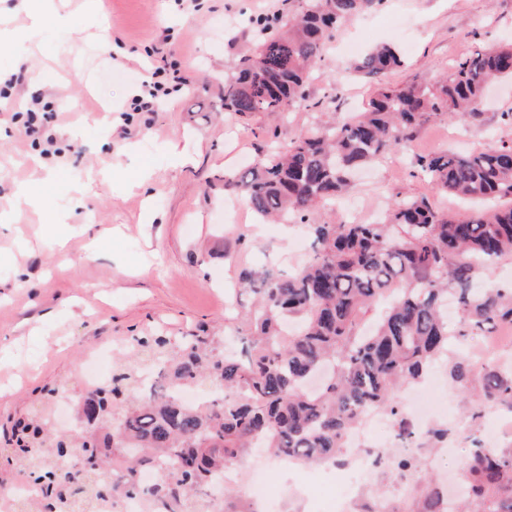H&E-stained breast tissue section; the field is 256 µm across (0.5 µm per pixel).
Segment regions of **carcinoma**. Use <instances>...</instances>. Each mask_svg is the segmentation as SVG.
<instances>
[{"mask_svg": "<svg viewBox=\"0 0 512 512\" xmlns=\"http://www.w3.org/2000/svg\"><path fill=\"white\" fill-rule=\"evenodd\" d=\"M300 12L248 21L254 45L224 83L222 107L246 116L286 112L322 102L307 93L310 72L333 30L382 0H296ZM389 46L369 53L356 70L367 77L401 67ZM512 76V45L479 51L448 68L437 85H379L369 109L322 124L267 151L253 167L224 176L259 217L304 227L313 255L295 274L245 270L255 295L242 315L240 347L224 353L221 336H143L136 355L113 360L112 383L88 389L74 412L95 420L100 466L95 478L67 469L85 445L49 425L51 405L14 425V453L29 477L55 491L54 512H98L101 503L140 498L170 512H206L213 476L252 448L297 462H340L346 436L371 411L394 418L398 437L413 431L402 416L400 387L419 381L448 346L512 324V288L472 291L476 270L512 255V144L468 154L443 148L420 155L416 172L465 202L498 200L465 218L425 198L389 203L386 219L369 224L316 221L349 185V175L392 149L409 147L432 120L478 121L493 81ZM389 305L374 331L363 316ZM457 317L448 322V299ZM450 376L476 421L489 408L512 412V370L493 362L479 371L460 360ZM205 386L194 407L176 391ZM462 464L467 512H512V446L487 448L472 436ZM162 462L155 482L143 470Z\"/></svg>", "mask_w": 512, "mask_h": 512, "instance_id": "obj_1", "label": "carcinoma"}]
</instances>
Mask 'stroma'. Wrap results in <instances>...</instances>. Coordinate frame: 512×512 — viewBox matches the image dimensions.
<instances>
[{
    "label": "stroma",
    "mask_w": 512,
    "mask_h": 512,
    "mask_svg": "<svg viewBox=\"0 0 512 512\" xmlns=\"http://www.w3.org/2000/svg\"><path fill=\"white\" fill-rule=\"evenodd\" d=\"M86 0H59L71 29L53 21L31 35L25 60L0 47V71L24 80L0 96V512H15L21 467L9 444L14 420L31 410L40 389L63 377L82 381L85 358L115 340L132 343L161 332L201 331L233 345L238 323L232 311L249 304L238 288L243 269L291 272L312 254L296 224L264 223L235 200L224 176L260 160L271 143H286L320 117L340 119L363 111L375 90L354 72L359 56L347 52L388 44L404 64L384 81L401 87L436 83L454 60L512 41V0H384L382 6L336 28L325 44L309 86L323 111L297 106L287 112L241 117L222 110L224 82L245 47L249 17L273 16L286 0H99L88 17ZM178 68L181 90L159 111L135 112L130 123L102 121L107 108L126 107L148 72ZM342 87L336 101L327 95ZM42 108L28 112L32 97ZM479 123L435 120L418 132L410 150L387 153L353 178L348 199L373 201L426 197L444 212L467 209L452 195L414 176L416 155L448 146L478 151L491 141L512 142V80L493 87ZM42 200L34 209L16 202L18 185ZM99 256L86 253L91 237ZM479 346L478 336L453 344L425 378L448 418L461 432L453 447L432 448L421 462L431 481L402 478L386 468L338 472L333 466L283 465L269 455L247 457L263 465V496L248 497L255 512H314L356 499L358 512H419L431 490L447 493L456 483L470 434L493 443L495 412L478 421L465 416L450 377L453 358ZM410 493L394 492L400 481Z\"/></svg>",
    "instance_id": "stroma-1"
}]
</instances>
